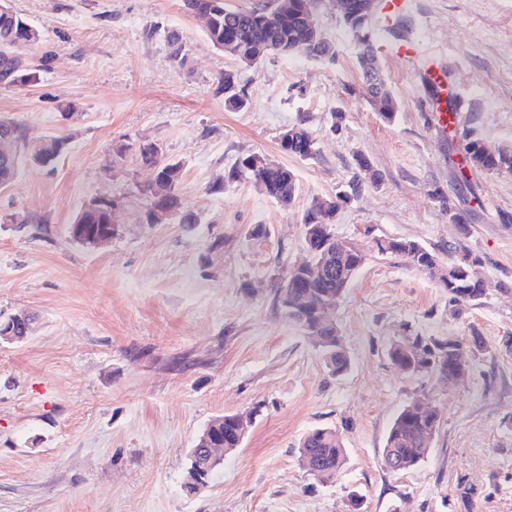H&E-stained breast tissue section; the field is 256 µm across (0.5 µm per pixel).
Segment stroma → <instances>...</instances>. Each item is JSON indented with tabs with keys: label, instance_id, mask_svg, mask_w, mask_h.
I'll return each mask as SVG.
<instances>
[{
	"label": "stroma",
	"instance_id": "obj_1",
	"mask_svg": "<svg viewBox=\"0 0 512 512\" xmlns=\"http://www.w3.org/2000/svg\"><path fill=\"white\" fill-rule=\"evenodd\" d=\"M10 4L41 33L18 48L39 80L0 86V118L27 139L68 144L0 188V320L35 317L23 341H0V512H512V172L460 167L472 139L512 152V0L377 9L376 64L398 103L391 122L327 2L317 23L334 60L270 55L251 67L213 46L183 0ZM172 34L185 68L169 57ZM406 42L413 57L389 54ZM430 64L459 106L445 128L422 78ZM228 71L249 98L243 111L224 109ZM302 119L316 139L309 159L280 147ZM150 143L182 166L180 210L163 224L147 223L141 192L153 170L138 149ZM252 154L294 171L290 206L227 181ZM219 181L223 192H212ZM345 192L333 232L366 259L329 315L349 358L334 376L276 292L307 258L305 209ZM94 198L114 202L117 232L89 249L68 227ZM381 238L445 260L470 254L482 297L456 305L400 257L377 254ZM416 334L477 335L484 348L442 384L391 362L392 341ZM416 399L440 411L430 453L387 470L390 425ZM228 413L251 418L240 447L187 493L190 448ZM316 428L336 430L346 448L324 483L299 461Z\"/></svg>",
	"mask_w": 512,
	"mask_h": 512
}]
</instances>
